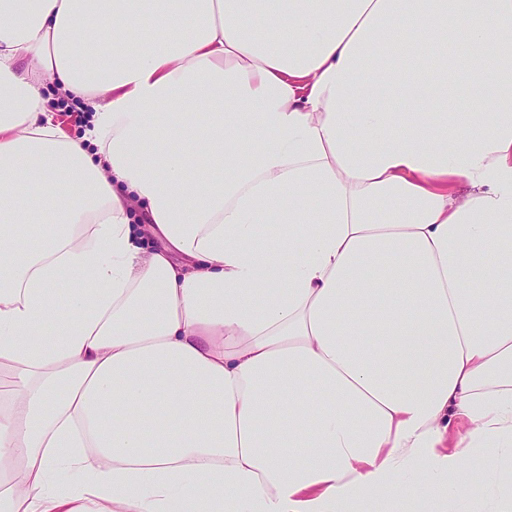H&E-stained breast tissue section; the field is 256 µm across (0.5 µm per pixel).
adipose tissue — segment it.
I'll return each mask as SVG.
<instances>
[{
	"instance_id": "ef3b65f1",
	"label": "adipose tissue",
	"mask_w": 512,
	"mask_h": 512,
	"mask_svg": "<svg viewBox=\"0 0 512 512\" xmlns=\"http://www.w3.org/2000/svg\"><path fill=\"white\" fill-rule=\"evenodd\" d=\"M0 360V512H512V0H0ZM50 99L51 100L48 101L47 106L51 112H55V116L59 118L63 127L68 129L71 135L79 134L85 123V115L83 111L72 102L65 100L55 101V98L52 97Z\"/></svg>"
}]
</instances>
